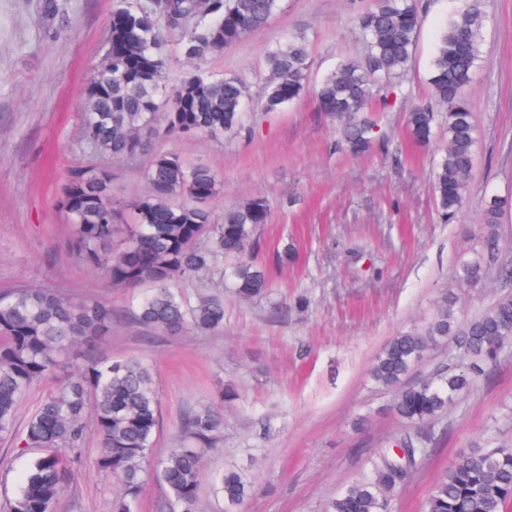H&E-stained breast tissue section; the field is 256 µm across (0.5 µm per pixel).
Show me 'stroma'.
<instances>
[{
	"mask_svg": "<svg viewBox=\"0 0 512 512\" xmlns=\"http://www.w3.org/2000/svg\"><path fill=\"white\" fill-rule=\"evenodd\" d=\"M124 0H0V293L28 285L115 312L105 353L150 365L160 401L153 460L180 447L187 412L223 400L224 429L203 461L200 512H227L216 472L232 466L251 481L245 512H324L360 480L379 453L411 429L393 412L395 394L374 384L376 355L395 335L424 329L443 292L471 318L512 292L490 270L482 287L460 288L456 271L475 248L483 204L512 195V0H486L481 60L468 89L477 143L468 200L444 219L432 191L433 170L447 143L437 129L426 146L406 129L412 106L432 100L431 61L438 37L465 0H422L423 23L408 68L391 78L387 102L373 101L376 144L362 156L342 150L336 122L310 94L274 112L262 107L268 51L291 36L309 46V75L319 82L366 47L356 16L374 0H281L268 23L203 67L246 87L244 126L233 137L155 140L208 165L221 181L214 219L251 199L270 217L257 227V258L271 288L261 298L235 294L230 262L218 258L182 283L187 301L208 293L224 301V326L170 336L146 328L132 310L142 291L107 286L68 248L69 222L57 205L67 171L109 170L112 194L127 202L147 188V157L117 160L84 141L81 114L91 75L105 58L113 10ZM467 370L453 341L430 347L407 383L437 369ZM424 466L413 472L394 512H423L438 475L472 442L496 433L512 440V356L490 380L469 387L440 422ZM85 463L64 494V512H112L117 491L93 461L99 442L87 433ZM28 454L0 439V505L11 497Z\"/></svg>",
	"mask_w": 512,
	"mask_h": 512,
	"instance_id": "1",
	"label": "stroma"
}]
</instances>
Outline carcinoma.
<instances>
[{
	"label": "carcinoma",
	"instance_id": "1",
	"mask_svg": "<svg viewBox=\"0 0 512 512\" xmlns=\"http://www.w3.org/2000/svg\"><path fill=\"white\" fill-rule=\"evenodd\" d=\"M279 2L209 0L203 16L198 0H151L148 7L116 9L111 24L115 51L105 57L86 92V143L101 154L124 158L148 152L158 138L237 133L244 120L243 82L215 77L201 68V62L267 24ZM485 22L482 0H472L448 22L430 71L434 104L408 113L410 133L420 144L430 142L438 125L445 127L448 142L433 176V191L446 216L460 210L472 178L476 128L467 92L481 58ZM357 23L367 43L366 54L340 62L314 86L309 84L304 39L292 37L269 51L271 78L264 100L266 109L275 110L311 92L318 110L340 122V146L353 155L374 145V124L362 112L371 101L388 98L387 78L410 63L422 9L419 0H377ZM170 38L178 40L183 56L195 67L169 90ZM146 181V192L132 203L135 223L127 225L118 247L112 174L99 168L69 169L59 205L69 217L70 249L111 286L149 287L133 312L139 324L171 335L187 328L223 327L221 298L202 297L190 305L176 288L224 256L234 261L238 296L263 295L269 277L254 262L252 249L257 226L269 218L267 202L254 198L224 210L223 221L213 223L198 199L210 201L219 194L217 177L208 166L190 165L172 152L152 155ZM511 204L500 197L485 202L484 224L479 227L482 248L462 264L459 287L475 288L486 280L500 251L501 215ZM113 317L109 305L75 300L52 289L18 286L0 294V435L16 438L22 451L33 453L20 485L5 504L6 512H58L64 491L83 463L90 426L100 445L95 466L119 482L112 512H131L159 428V398L148 365L99 353ZM450 336L459 354L470 361L469 372L442 369L419 383L401 386L428 347ZM506 354H512V294L461 321L454 294L447 293L424 331L402 332L388 341L372 365L371 377L396 391L397 415L421 427L447 413L459 394ZM46 380L55 381V390L16 431L19 403ZM223 425L218 409L189 412L183 433L193 446L174 448L159 462L157 477L174 512H197L203 453ZM399 450L400 456L387 453L374 460L371 473L330 501L326 512H392L410 473L429 455L426 443L410 437L400 441ZM216 485L234 509L241 508L251 493L247 480L233 469L218 474ZM511 499L512 446L495 442L491 435L439 475L424 512H506Z\"/></svg>",
	"mask_w": 512,
	"mask_h": 512
}]
</instances>
